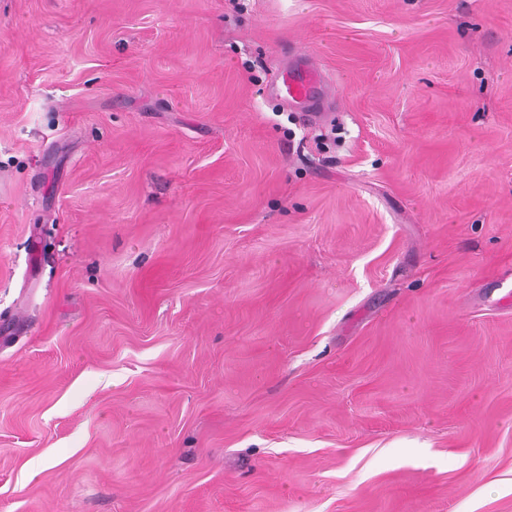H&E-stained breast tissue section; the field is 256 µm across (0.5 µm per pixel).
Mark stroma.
I'll list each match as a JSON object with an SVG mask.
<instances>
[{
  "mask_svg": "<svg viewBox=\"0 0 512 512\" xmlns=\"http://www.w3.org/2000/svg\"><path fill=\"white\" fill-rule=\"evenodd\" d=\"M0 512H512V0H0ZM273 86L282 101L288 105L289 102L310 100L320 88V79L310 70L302 77L285 70L275 78Z\"/></svg>",
  "mask_w": 512,
  "mask_h": 512,
  "instance_id": "stroma-1",
  "label": "stroma"
}]
</instances>
